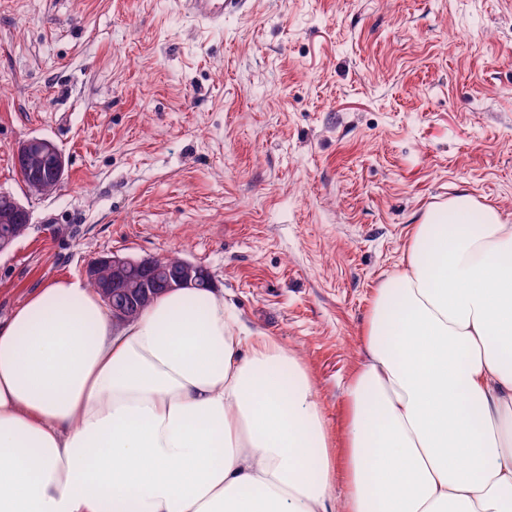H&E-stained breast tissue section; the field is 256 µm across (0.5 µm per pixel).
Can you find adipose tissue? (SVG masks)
I'll return each mask as SVG.
<instances>
[{"mask_svg":"<svg viewBox=\"0 0 512 512\" xmlns=\"http://www.w3.org/2000/svg\"><path fill=\"white\" fill-rule=\"evenodd\" d=\"M337 468L306 364L183 288L134 320L86 281L0 322V512H512V224L430 208L379 283Z\"/></svg>","mask_w":512,"mask_h":512,"instance_id":"1","label":"adipose tissue"}]
</instances>
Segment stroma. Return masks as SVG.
Returning <instances> with one entry per match:
<instances>
[{
    "mask_svg": "<svg viewBox=\"0 0 512 512\" xmlns=\"http://www.w3.org/2000/svg\"><path fill=\"white\" fill-rule=\"evenodd\" d=\"M65 154L28 194L18 143ZM0 321L112 252L202 266L305 359L344 459V386L416 224L468 194L512 221V0H0ZM241 0H179L180 10L197 24L207 28L224 25V13H234ZM0 201V224L1 227H7L5 237L1 236L0 239V253H3L28 229L31 223V213L14 196L0 192Z\"/></svg>",
    "mask_w": 512,
    "mask_h": 512,
    "instance_id": "1",
    "label": "stroma"
}]
</instances>
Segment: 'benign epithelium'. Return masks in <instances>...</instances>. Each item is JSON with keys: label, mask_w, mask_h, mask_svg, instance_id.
<instances>
[{"label": "benign epithelium", "mask_w": 512, "mask_h": 512, "mask_svg": "<svg viewBox=\"0 0 512 512\" xmlns=\"http://www.w3.org/2000/svg\"><path fill=\"white\" fill-rule=\"evenodd\" d=\"M18 172L28 191L44 192L47 184L58 185L64 176L66 160L62 151L50 140L32 137L14 149ZM31 223L28 208L14 196L0 192V225L7 227L0 239V253L8 250L25 233ZM155 258H134L110 253L92 260L86 267L87 279L96 280L106 274L101 294L112 313V321L124 324L135 318L145 303L159 292L183 287H197L207 281L204 270L190 262L180 263L174 276L159 277Z\"/></svg>", "instance_id": "7a95c632"}]
</instances>
